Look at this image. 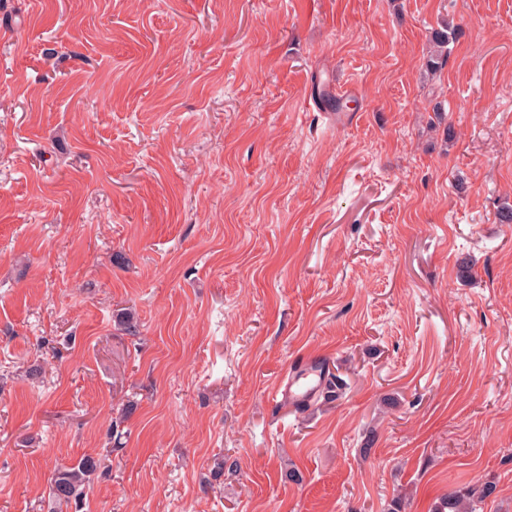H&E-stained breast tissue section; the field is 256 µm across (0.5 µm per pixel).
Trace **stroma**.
<instances>
[{
  "label": "stroma",
  "mask_w": 512,
  "mask_h": 512,
  "mask_svg": "<svg viewBox=\"0 0 512 512\" xmlns=\"http://www.w3.org/2000/svg\"><path fill=\"white\" fill-rule=\"evenodd\" d=\"M504 206L512 0H0V512H512ZM455 37L454 28L448 23L442 24L439 28L433 29L427 40V51L424 55L425 67L430 72L441 69L444 59L448 56V44ZM324 366L322 358L319 357L303 360L299 371H293L290 376L283 379L282 399L292 406L311 403L319 393ZM341 386V381L336 376L328 377L325 382V392L315 401L318 402L322 397L324 401L332 399L335 389L337 393ZM97 470V462L92 457L81 458L77 464L57 468L51 479L49 497L54 503L80 504L90 476ZM493 492L490 485H475L465 491L448 493L434 512H476L477 503L482 502Z\"/></svg>",
  "instance_id": "35a3bbf8"
}]
</instances>
